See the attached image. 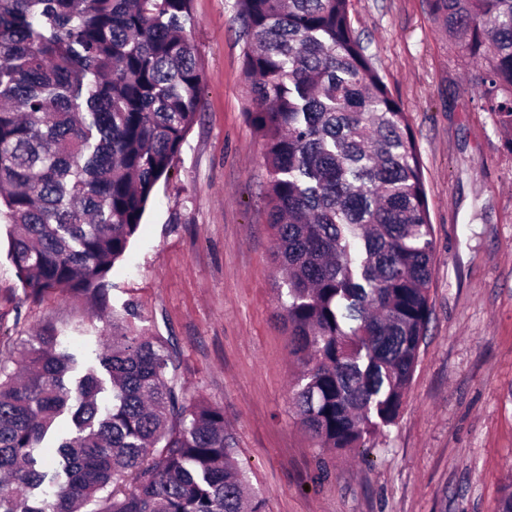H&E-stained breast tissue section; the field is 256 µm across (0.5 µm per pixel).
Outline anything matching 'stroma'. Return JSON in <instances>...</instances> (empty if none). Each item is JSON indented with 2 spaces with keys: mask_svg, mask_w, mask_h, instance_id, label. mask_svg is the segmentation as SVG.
<instances>
[{
  "mask_svg": "<svg viewBox=\"0 0 512 512\" xmlns=\"http://www.w3.org/2000/svg\"><path fill=\"white\" fill-rule=\"evenodd\" d=\"M234 4L191 0L201 109L109 274L110 305L133 304L137 327L177 346L191 390L223 406L269 512H499L512 480V153L474 97V69L425 0H350L415 134L436 258L432 313L398 417L366 455L322 450L289 395L300 366L277 300L268 172L246 116ZM7 250L0 221V351L52 325L78 372L95 365L111 319L92 317L78 297L26 299Z\"/></svg>",
  "mask_w": 512,
  "mask_h": 512,
  "instance_id": "obj_1",
  "label": "stroma"
}]
</instances>
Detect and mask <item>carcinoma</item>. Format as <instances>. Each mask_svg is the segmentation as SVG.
I'll return each mask as SVG.
<instances>
[{
	"label": "carcinoma",
	"instance_id": "1",
	"mask_svg": "<svg viewBox=\"0 0 512 512\" xmlns=\"http://www.w3.org/2000/svg\"><path fill=\"white\" fill-rule=\"evenodd\" d=\"M350 0H235L269 172L268 224L291 401L314 444L364 448L397 418L431 314L435 235L420 154L351 21ZM478 71L512 153V0H426ZM190 0H0V218L28 299L110 309L108 275L200 110ZM112 312L70 389L53 326L0 353V512H267L224 408L195 395L165 337ZM71 411L53 471L33 449Z\"/></svg>",
	"mask_w": 512,
	"mask_h": 512
}]
</instances>
